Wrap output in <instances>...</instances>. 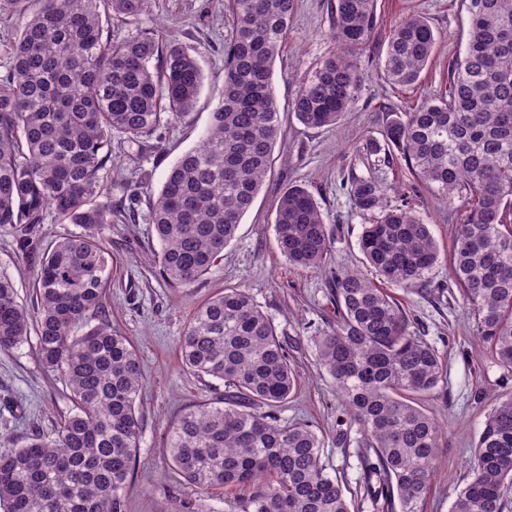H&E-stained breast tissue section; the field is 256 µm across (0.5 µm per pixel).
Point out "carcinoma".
Segmentation results:
<instances>
[{
  "label": "carcinoma",
  "instance_id": "cac0c4a2",
  "mask_svg": "<svg viewBox=\"0 0 512 512\" xmlns=\"http://www.w3.org/2000/svg\"><path fill=\"white\" fill-rule=\"evenodd\" d=\"M148 3L0 0V18L20 20L0 74V232L13 235L36 268L30 307L0 275V351L35 333L44 370L64 381L73 405L56 437L0 452V512H124L141 433V362L107 323L77 334L103 308L112 258L90 234L47 243L43 224L51 213L89 227L112 223V137L135 140L197 103L203 73L195 57L136 28ZM461 3L467 41L448 64V86L395 114L383 139L363 146L367 156H400L417 183L393 202L387 183L352 179L356 207L379 212L359 241L375 277L359 268L332 276L336 327L315 340L349 424L362 434L361 482L382 501L381 512H419L442 439L420 405L442 380L440 357L375 281L408 291L439 260L416 209L417 184L464 209L451 274L478 336L512 370V0ZM294 5L227 0L219 104L200 145L177 159L149 199L160 243L154 263L169 283L192 284L223 257L271 172L281 132L273 66ZM374 9L375 0H336L337 51L303 79L293 102L304 125L334 127L351 111L361 88L356 51L371 33ZM111 17L133 27L120 42L112 41ZM436 41L425 17L403 19L387 38L388 81L416 84ZM274 224L289 264L324 267L331 232L306 187L281 195ZM180 351L189 371L228 387L224 401L199 405L170 427L167 451L188 483L202 494L254 487L239 512H351L342 479L322 463L316 431L276 416L295 375L274 322L246 291L226 288L200 306ZM511 502L512 396L487 416L452 512H506Z\"/></svg>",
  "mask_w": 512,
  "mask_h": 512
}]
</instances>
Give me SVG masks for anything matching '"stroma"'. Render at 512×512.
Listing matches in <instances>:
<instances>
[{
  "mask_svg": "<svg viewBox=\"0 0 512 512\" xmlns=\"http://www.w3.org/2000/svg\"><path fill=\"white\" fill-rule=\"evenodd\" d=\"M336 0H297L288 39L273 67L282 134L271 173L243 217L220 261L188 286L164 282L152 256L159 249L149 218V197L158 192L177 158L197 146L218 104L224 82V42L230 36L224 0H150L138 25L160 42L178 43L197 59L204 86L192 112L164 122L132 143L112 140V207H133L131 220L84 228L48 216L47 240L91 232L112 257L102 313L87 327L109 322L128 336L142 364L137 407L141 434L133 473L123 492L125 512H183L202 501L207 512H232L237 490L199 495L174 469L166 450L168 429L184 411L222 401L223 381L198 378L182 365L179 340L192 314L227 288L245 289L272 318L297 373L296 389L280 408L281 422L313 425L323 442L322 461L340 477L354 512H375L357 479L360 434L339 427L345 407L336 383L320 367L314 339L336 325V303L328 271L359 265V239L372 214L360 211L347 191L351 176L374 177L399 188L414 178L403 160L385 163L366 156V139L381 138L391 114L422 96L443 90L448 63L464 50L467 16L460 0H377L373 30L358 51L361 92L336 127L309 128L291 110L301 80L332 54ZM421 15L438 33L433 58L416 87L389 83L381 55L389 31L405 16ZM305 185L333 230L324 270L288 264L274 230L276 203L290 184ZM420 216L437 240L441 257L425 281L398 298L411 313L412 331L439 353L443 377L421 401L443 429L430 492L419 512H450L456 493L470 477V465L484 422L502 397L512 394V372L500 367L477 335L472 314L450 279L449 262L457 212L423 191ZM0 274L10 277L20 302L33 294L34 268L23 259L14 237L0 234ZM72 409L63 381L44 371L35 340L0 351V452L23 447L32 435L54 437Z\"/></svg>",
  "mask_w": 512,
  "mask_h": 512,
  "instance_id": "35a3bbf8",
  "label": "stroma"
}]
</instances>
